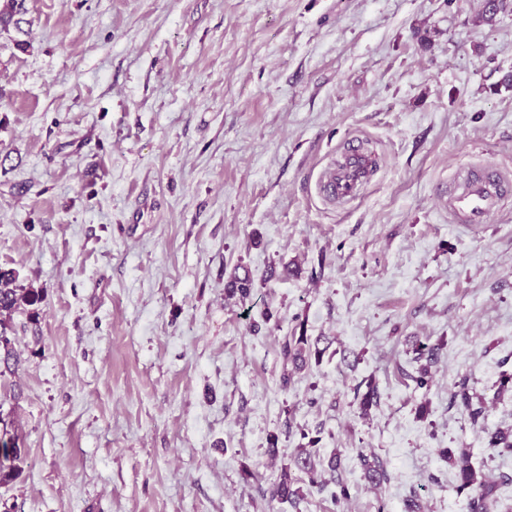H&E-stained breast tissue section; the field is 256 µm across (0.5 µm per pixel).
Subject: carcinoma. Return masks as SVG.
<instances>
[{"instance_id":"1","label":"carcinoma","mask_w":512,"mask_h":512,"mask_svg":"<svg viewBox=\"0 0 512 512\" xmlns=\"http://www.w3.org/2000/svg\"><path fill=\"white\" fill-rule=\"evenodd\" d=\"M24 0H0V27L9 25L14 16L22 13ZM508 0H485L484 10L480 15L481 21L490 24L494 22L495 16L507 10ZM16 274L12 270L0 269V337L4 338L3 349L5 358L12 357L8 344V332L12 330V314L23 306H34L40 302L39 295L33 291H25L14 286ZM231 296H239L243 301L251 297L253 291V280L250 276H235L227 285ZM308 344L306 336H287L282 343L281 354L284 362L292 363L295 368L302 369L306 365L304 357L305 346ZM456 396L460 397V403L464 407L470 420L478 422L483 415L485 407L474 406L472 398L462 388ZM377 403V386L374 378L366 380V392L362 394L359 407L362 412H368ZM488 445L491 448H502L512 452V429L496 430L489 434ZM315 440L296 449L293 458L294 466L308 477V486L320 491L328 484L335 483L339 491L332 493L336 499L347 498L348 487L342 482L331 478H325L322 471L317 470L316 455L314 449ZM25 449L18 444L16 437L11 436L5 441L0 438V483L9 482L17 478L21 472V463L24 461ZM441 457L454 469L457 478V491L466 493L468 508L470 512H501L500 488L503 485L511 484L512 477L502 475L500 478H492L481 470L475 468L472 462V455L466 448L456 450L444 449ZM360 464L365 471V476L381 483L387 479L386 470L377 460H371L364 454H359ZM275 497L292 505L304 499L303 487L298 485V480L291 477L288 470H283L280 481L274 490Z\"/></svg>"}]
</instances>
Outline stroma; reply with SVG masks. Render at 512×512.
<instances>
[{
	"label": "stroma",
	"mask_w": 512,
	"mask_h": 512,
	"mask_svg": "<svg viewBox=\"0 0 512 512\" xmlns=\"http://www.w3.org/2000/svg\"><path fill=\"white\" fill-rule=\"evenodd\" d=\"M481 11L25 0L0 29V268L41 301L14 313L0 375V429L27 452L0 512H468L442 449L512 476L486 443L512 428V208L453 224L446 192L472 163L512 174V9ZM350 137L377 164L340 206L322 178ZM234 273L250 300L226 299ZM299 330L328 349L285 386ZM304 431L348 499L274 498Z\"/></svg>",
	"instance_id": "stroma-1"
}]
</instances>
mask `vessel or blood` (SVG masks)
Returning <instances> with one entry per match:
<instances>
[{
  "instance_id": "vessel-or-blood-1",
  "label": "vessel or blood",
  "mask_w": 512,
  "mask_h": 512,
  "mask_svg": "<svg viewBox=\"0 0 512 512\" xmlns=\"http://www.w3.org/2000/svg\"><path fill=\"white\" fill-rule=\"evenodd\" d=\"M374 160L359 142L349 141L341 151V159L330 173L325 192L339 200L358 197L368 182ZM508 178L495 165L471 168L457 175L448 197V214L455 224H485L502 209L507 195Z\"/></svg>"
}]
</instances>
